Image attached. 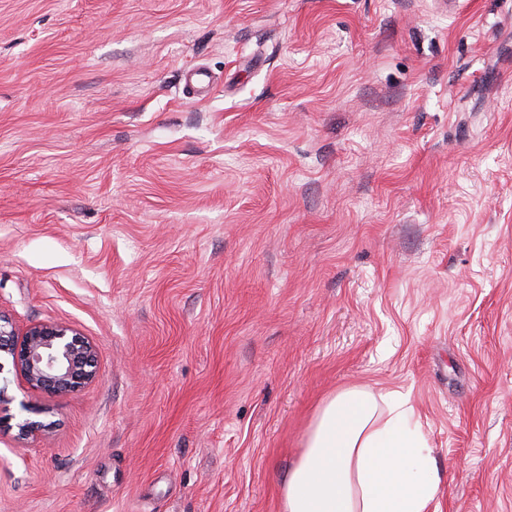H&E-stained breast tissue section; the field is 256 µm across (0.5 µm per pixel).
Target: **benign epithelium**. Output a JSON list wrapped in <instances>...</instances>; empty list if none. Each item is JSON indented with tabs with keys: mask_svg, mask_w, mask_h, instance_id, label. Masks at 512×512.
Here are the masks:
<instances>
[{
	"mask_svg": "<svg viewBox=\"0 0 512 512\" xmlns=\"http://www.w3.org/2000/svg\"><path fill=\"white\" fill-rule=\"evenodd\" d=\"M5 370L43 397H60L96 379V350L87 337L65 323L39 322L20 330L0 312V374ZM16 427L17 439L32 442L44 440L49 429L30 418Z\"/></svg>",
	"mask_w": 512,
	"mask_h": 512,
	"instance_id": "obj_1",
	"label": "benign epithelium"
}]
</instances>
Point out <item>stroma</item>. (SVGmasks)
Wrapping results in <instances>:
<instances>
[{
  "instance_id": "1",
  "label": "stroma",
  "mask_w": 512,
  "mask_h": 512,
  "mask_svg": "<svg viewBox=\"0 0 512 512\" xmlns=\"http://www.w3.org/2000/svg\"><path fill=\"white\" fill-rule=\"evenodd\" d=\"M448 3L0 0V311L97 348L0 375V512H283L354 385L512 512V0ZM6 367L31 391L55 398L96 379V350L70 325L39 322L20 330L0 311V375ZM18 429L16 437L19 440L31 442H40L45 439L46 432L49 429V424L42 421L24 418L16 423Z\"/></svg>"
}]
</instances>
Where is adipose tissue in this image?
I'll list each match as a JSON object with an SVG mask.
<instances>
[{"label":"adipose tissue","instance_id":"obj_1","mask_svg":"<svg viewBox=\"0 0 512 512\" xmlns=\"http://www.w3.org/2000/svg\"><path fill=\"white\" fill-rule=\"evenodd\" d=\"M395 394L350 387L320 408L284 485V512H430L429 448Z\"/></svg>","mask_w":512,"mask_h":512}]
</instances>
